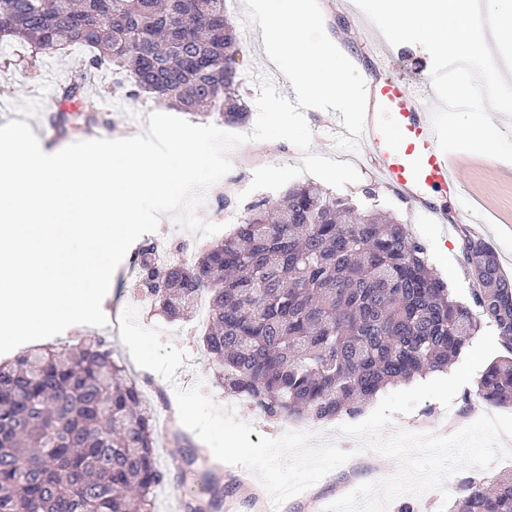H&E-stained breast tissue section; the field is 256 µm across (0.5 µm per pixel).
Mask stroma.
Listing matches in <instances>:
<instances>
[{"mask_svg":"<svg viewBox=\"0 0 512 512\" xmlns=\"http://www.w3.org/2000/svg\"><path fill=\"white\" fill-rule=\"evenodd\" d=\"M337 2L319 0L325 31L356 64L368 34L357 17L340 9ZM237 59L240 93L247 106L255 104L257 76L261 73L274 80L280 94L293 97L292 87L264 51L260 28H253L241 40ZM83 64L84 53L80 50L40 58L34 69L0 62V126L11 120L27 122L39 140L54 139L59 149L79 141L76 133L58 136L49 113L40 107L39 96L45 92L59 96L70 72ZM88 94L108 105L98 115V125L106 135L116 129L123 133L142 130L149 113L164 109L163 104L147 96H132L130 85L117 84L115 75L109 72L94 76ZM301 157L300 150L281 140L271 146L250 141L235 148L230 154L232 170L208 190L205 203L197 210L199 217L212 223H240L249 206L269 198L270 193L261 190L245 200L233 197L223 204L219 198L226 194L228 182L250 183L255 164L295 166ZM358 171L359 181L333 189V196L386 211L407 225L410 234L425 245L431 267L456 300L467 305L472 302L473 283L462 254L464 234L483 238L498 253L504 273L512 277V163L490 157L484 163L464 166L467 201L477 210L480 221L449 229L429 223L378 181L370 166H359ZM138 250V245H131L112 276V301L122 307L120 321L108 327H71L49 338L48 343L70 348L90 336L104 337L114 358L138 382L147 405L158 418L157 459L170 471L168 481L155 492L153 512H188L193 490L209 469L226 488L224 502L229 512H263L256 505L257 493L281 490L288 496L279 501L277 512H316L317 505H328L362 483L395 473L396 461L376 452L361 451L354 445L326 447L323 423L271 417L245 397L222 393L199 340L201 327L195 318L184 321L186 335H167V321L150 312L142 296L132 291L130 284L137 275L133 260ZM131 338L139 345L135 359L127 346ZM474 389V384L464 385L448 409L438 401H424L412 413L396 415L394 425L414 432L452 435L450 419H457L464 427L491 410L475 396ZM192 450L198 459L190 465L186 457Z\"/></svg>","mask_w":512,"mask_h":512,"instance_id":"stroma-1","label":"stroma"}]
</instances>
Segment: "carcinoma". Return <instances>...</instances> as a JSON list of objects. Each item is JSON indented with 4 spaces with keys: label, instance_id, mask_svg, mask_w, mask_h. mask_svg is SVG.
I'll return each instance as SVG.
<instances>
[{
    "label": "carcinoma",
    "instance_id": "1",
    "mask_svg": "<svg viewBox=\"0 0 512 512\" xmlns=\"http://www.w3.org/2000/svg\"><path fill=\"white\" fill-rule=\"evenodd\" d=\"M31 48L27 67L67 48L88 51L53 116L94 119L85 73L107 66L169 107L249 118L239 93L237 27L224 0H0V57ZM471 309L430 267L426 248L389 215L308 181L251 207L234 232L186 262L141 249L151 310L181 322L206 292L201 336L230 395L276 417L356 415L384 389L445 372L487 321L506 353L476 382L483 402L512 407V278L483 240L464 234ZM105 338L43 346L0 364V512H151L169 472L154 453L151 410ZM216 512L224 487L201 483ZM450 512H512V475L459 483Z\"/></svg>",
    "mask_w": 512,
    "mask_h": 512
}]
</instances>
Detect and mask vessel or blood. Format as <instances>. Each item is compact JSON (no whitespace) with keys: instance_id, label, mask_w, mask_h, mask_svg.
Wrapping results in <instances>:
<instances>
[{"instance_id":"b4317fda","label":"vessel or blood","mask_w":512,"mask_h":512,"mask_svg":"<svg viewBox=\"0 0 512 512\" xmlns=\"http://www.w3.org/2000/svg\"><path fill=\"white\" fill-rule=\"evenodd\" d=\"M373 72L366 83L367 121L362 158L380 182L430 216L436 224H470L463 185L448 154L436 142L431 122L434 97L416 90L400 73L402 53L373 46Z\"/></svg>"}]
</instances>
